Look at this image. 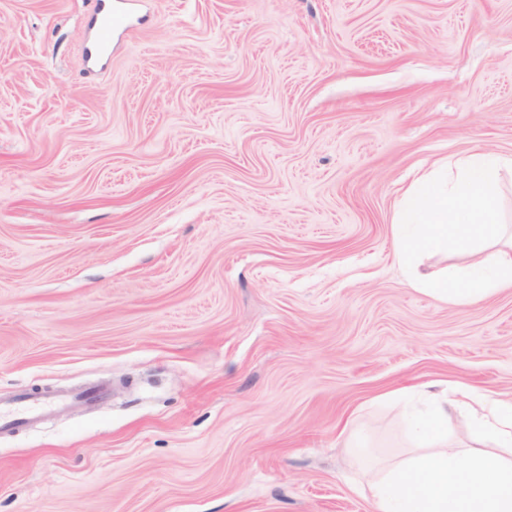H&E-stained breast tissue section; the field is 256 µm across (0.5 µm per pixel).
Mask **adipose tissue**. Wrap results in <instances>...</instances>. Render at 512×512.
<instances>
[{"mask_svg": "<svg viewBox=\"0 0 512 512\" xmlns=\"http://www.w3.org/2000/svg\"><path fill=\"white\" fill-rule=\"evenodd\" d=\"M507 170L512 155L477 151L424 172L405 190L392 236L411 287L461 309L512 288V225L501 191ZM448 252L469 261L423 272L425 259ZM457 411L469 418L467 447L451 437ZM409 422L417 451L378 472L377 512H512V401L443 393Z\"/></svg>", "mask_w": 512, "mask_h": 512, "instance_id": "ef3b65f1", "label": "adipose tissue"}]
</instances>
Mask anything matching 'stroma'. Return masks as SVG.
Instances as JSON below:
<instances>
[{"instance_id": "obj_1", "label": "stroma", "mask_w": 512, "mask_h": 512, "mask_svg": "<svg viewBox=\"0 0 512 512\" xmlns=\"http://www.w3.org/2000/svg\"><path fill=\"white\" fill-rule=\"evenodd\" d=\"M0 0V512H377L398 400L512 398V289L408 286L434 163L512 154V0ZM367 446L352 464L351 436ZM123 6L112 9V5L107 10L98 30V39L101 44L109 45L112 43V35L116 30L127 31L131 26L127 22V16L131 3L121 2ZM105 394L104 389L94 386L79 392L48 397L42 402L30 401V397L24 394L17 395L15 400L6 404H3L0 399V433L29 424L63 405H92L101 400ZM14 404L27 405L19 412Z\"/></svg>"}]
</instances>
